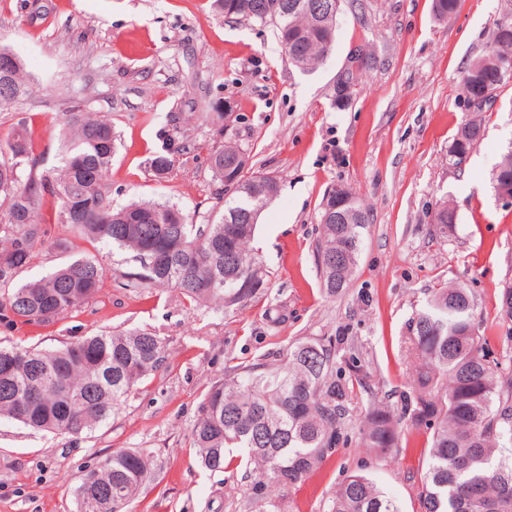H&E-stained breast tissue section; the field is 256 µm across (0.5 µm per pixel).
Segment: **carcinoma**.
I'll return each instance as SVG.
<instances>
[{
	"mask_svg": "<svg viewBox=\"0 0 512 512\" xmlns=\"http://www.w3.org/2000/svg\"><path fill=\"white\" fill-rule=\"evenodd\" d=\"M335 0H211L229 22L272 27L288 63L306 71L327 57L338 26ZM512 67V28L494 29L488 53L464 70L461 87L473 111L478 100L507 84ZM8 80L13 94L0 105L30 93L21 61ZM484 135L474 117L458 128L448 162L460 165ZM62 165L37 170L28 121L18 120L0 141V322L53 324L96 300L107 266L96 255H72L37 278H21L50 245L67 237L110 245L137 264L124 287L173 288L191 304L219 303L229 309L264 296L270 281L252 249L257 219L277 195L270 173L253 172L250 153L232 136L212 147L209 168L230 197L193 224L181 209L159 202L112 205L108 175L117 148L112 120L72 109L66 118ZM182 151L179 137L165 134L149 169L168 178ZM57 199V222L46 218V198ZM360 215L332 218L321 208L316 262L328 297L346 292L369 223ZM456 215L442 204L432 216L435 235L448 238ZM57 226L65 236L52 233ZM260 286L241 288L238 279ZM506 328L512 342V288L498 299V321L479 329L474 302L461 285L434 289L412 317L408 343L419 354L407 390L375 400L373 373L352 337L340 332L306 336L282 358L230 369L206 393L193 431L201 464L222 471L234 460L251 466L255 490L293 487L320 469L347 444L345 422L363 414L360 443L378 456L400 453L398 425L410 421L431 433L419 495L421 512H512V462L498 455L512 443V353L498 355L492 334ZM166 359L164 339L151 329L103 331L53 351L0 345V417L35 431L79 435L107 422L136 386ZM367 396L360 405L357 393ZM107 468L82 478L80 502L99 500V512H122L147 478L149 462L138 451L120 450L104 458ZM330 512H401L396 502L362 473L341 483Z\"/></svg>",
	"mask_w": 512,
	"mask_h": 512,
	"instance_id": "carcinoma-1",
	"label": "carcinoma"
}]
</instances>
